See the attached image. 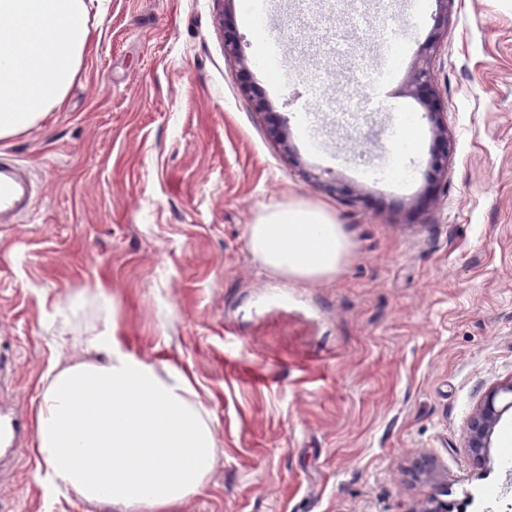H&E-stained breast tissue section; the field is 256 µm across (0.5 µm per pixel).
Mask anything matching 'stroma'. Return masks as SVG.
<instances>
[{
	"instance_id": "1",
	"label": "stroma",
	"mask_w": 512,
	"mask_h": 512,
	"mask_svg": "<svg viewBox=\"0 0 512 512\" xmlns=\"http://www.w3.org/2000/svg\"><path fill=\"white\" fill-rule=\"evenodd\" d=\"M359 8L374 36L400 20L395 4L318 0L284 68H320L327 94L349 92L353 70L311 37L343 36ZM223 9L104 0L63 109L0 142L40 187L0 231V341L21 406L37 410L52 366L91 359L87 315L54 348L57 308L101 289L127 350L183 370L213 419L215 467L177 512H413L442 488L458 507L481 485L503 488L512 409L484 466L464 441L473 410L512 378V0H457L441 35L435 0L411 16V51L441 38L432 73L453 144L436 202L416 216L433 140L425 131L400 151L390 136L405 115L424 120L408 69L361 142L320 112L289 125L284 153L233 79ZM337 181L357 197H336ZM288 204L343 225L335 275L287 279L251 253L250 225ZM424 455L442 485L415 478ZM19 461L16 483L0 485L9 512H112L50 497L32 447Z\"/></svg>"
}]
</instances>
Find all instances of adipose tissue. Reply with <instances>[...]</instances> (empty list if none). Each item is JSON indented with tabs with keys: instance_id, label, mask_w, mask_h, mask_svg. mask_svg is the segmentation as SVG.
<instances>
[{
	"instance_id": "1",
	"label": "adipose tissue",
	"mask_w": 512,
	"mask_h": 512,
	"mask_svg": "<svg viewBox=\"0 0 512 512\" xmlns=\"http://www.w3.org/2000/svg\"><path fill=\"white\" fill-rule=\"evenodd\" d=\"M93 47L87 0H0V141L60 111ZM266 270L294 279L335 274L348 249L326 212L267 210L248 231ZM85 343L93 361L59 369L37 411L35 457L47 493L115 512H175L207 483L216 459L213 420L189 377L128 352L98 302ZM98 470L90 472L86 460ZM176 460L177 469L166 466Z\"/></svg>"
}]
</instances>
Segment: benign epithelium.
<instances>
[{"mask_svg": "<svg viewBox=\"0 0 512 512\" xmlns=\"http://www.w3.org/2000/svg\"><path fill=\"white\" fill-rule=\"evenodd\" d=\"M235 0H225L227 8L221 15L220 24L224 28V50L235 55L239 68L234 73L241 92L248 98L254 111L266 115L269 136L288 151V136L282 128L280 114L269 111L268 102L251 94L252 84L247 60L240 56V35L232 20L231 6ZM439 51V36L430 38L418 51L412 73L406 84V94L418 99L431 131L434 146L427 164L428 186L416 198L410 208L424 211L436 199L440 183L448 175V157L452 153V143L448 139V123L445 119L443 98L434 83L431 60ZM512 407V380L501 382L493 387L479 407L469 416L466 426L465 448L469 457L482 466L488 458V448L496 425L504 410ZM416 475L429 481H438L439 472L429 458L419 460L415 467Z\"/></svg>", "mask_w": 512, "mask_h": 512, "instance_id": "7a95c632", "label": "benign epithelium"}]
</instances>
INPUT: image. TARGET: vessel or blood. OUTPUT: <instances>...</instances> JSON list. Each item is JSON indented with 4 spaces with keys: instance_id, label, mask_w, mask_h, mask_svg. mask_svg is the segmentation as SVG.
<instances>
[{
    "instance_id": "vessel-or-blood-1",
    "label": "vessel or blood",
    "mask_w": 512,
    "mask_h": 512,
    "mask_svg": "<svg viewBox=\"0 0 512 512\" xmlns=\"http://www.w3.org/2000/svg\"><path fill=\"white\" fill-rule=\"evenodd\" d=\"M415 29L400 26L384 39L383 66H390L395 49H407L416 38ZM38 195V187L25 167L0 155V231L20 223L28 215ZM12 356L0 353V482L12 481L18 469V448L32 438L34 427L30 415L16 403L11 378Z\"/></svg>"
}]
</instances>
